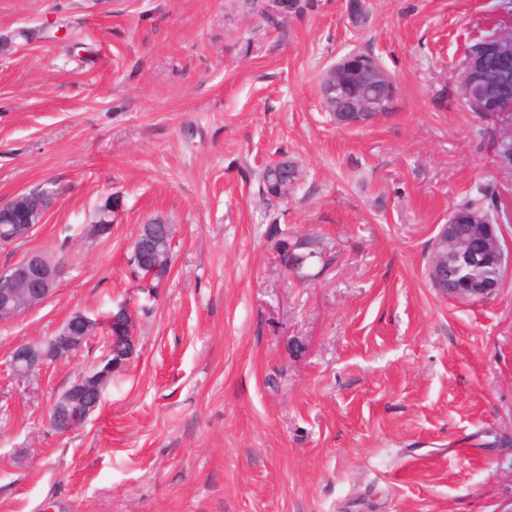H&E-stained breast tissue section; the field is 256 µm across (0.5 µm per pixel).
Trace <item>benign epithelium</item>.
<instances>
[{"label":"benign epithelium","mask_w":512,"mask_h":512,"mask_svg":"<svg viewBox=\"0 0 512 512\" xmlns=\"http://www.w3.org/2000/svg\"><path fill=\"white\" fill-rule=\"evenodd\" d=\"M478 63L467 57L457 78L461 100L477 112H512V88L504 86L493 101L477 106L472 89L477 81ZM399 86L391 74L372 55L351 52L330 66L323 77L322 105L336 123L346 128L371 125L389 116L397 108ZM43 208L36 204L17 205V201H0V225L8 236L0 235V246H9L27 239L44 222ZM467 225L463 242L462 262L457 276L462 295L486 299L500 287L504 272L512 267V251L503 247L497 225L488 224L477 213L461 215L451 212L448 223L441 225L436 241L439 244L459 240V225ZM161 235L156 224L141 226L134 239L133 254L141 257L152 254ZM61 268L50 255L30 251L0 268V279L6 286L0 289V322L13 320L25 308L40 305L50 298L57 287ZM429 279L433 287L448 293V281L443 277V261L432 257ZM91 318L83 312L73 313L60 327L52 343H23L11 352L9 366L20 381L30 379L50 362H59L79 349L89 335ZM109 343L129 348L125 360L136 352L134 319L130 310L119 307L107 316ZM112 349L99 364L80 375L55 399L48 412V421L57 431L66 433L85 424L101 406L108 380L112 377Z\"/></svg>","instance_id":"7a95c632"}]
</instances>
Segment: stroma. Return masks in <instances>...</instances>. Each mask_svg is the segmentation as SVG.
I'll list each match as a JSON object with an SVG mask.
<instances>
[{"mask_svg":"<svg viewBox=\"0 0 512 512\" xmlns=\"http://www.w3.org/2000/svg\"><path fill=\"white\" fill-rule=\"evenodd\" d=\"M0 0V198L60 196L29 251L55 294L0 324V512H512V270L452 297L427 269L459 205L495 198L512 249V112L470 111L457 74L512 31V0ZM374 55L400 89L365 128L320 105L323 72ZM288 161L286 199L260 179ZM117 198L110 234L85 229ZM154 215L172 266L144 293L126 263ZM318 256L281 266V241ZM134 316L138 345L81 428L54 398L104 334L19 383L7 362L74 312Z\"/></svg>","mask_w":512,"mask_h":512,"instance_id":"1","label":"stroma"}]
</instances>
